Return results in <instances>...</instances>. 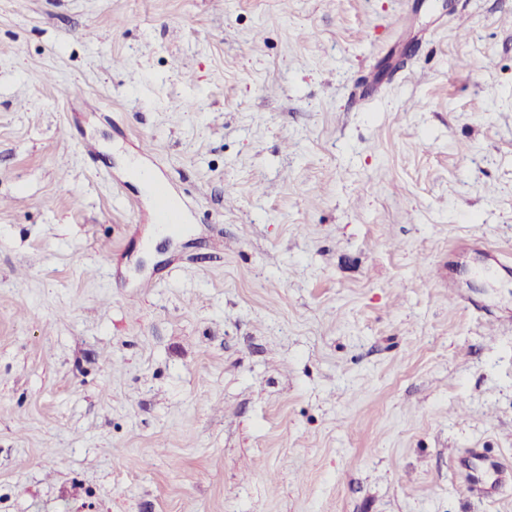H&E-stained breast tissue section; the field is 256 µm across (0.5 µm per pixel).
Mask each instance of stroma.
Wrapping results in <instances>:
<instances>
[{"mask_svg":"<svg viewBox=\"0 0 512 512\" xmlns=\"http://www.w3.org/2000/svg\"><path fill=\"white\" fill-rule=\"evenodd\" d=\"M493 459L512 0H0V512H512Z\"/></svg>","mask_w":512,"mask_h":512,"instance_id":"stroma-1","label":"stroma"}]
</instances>
